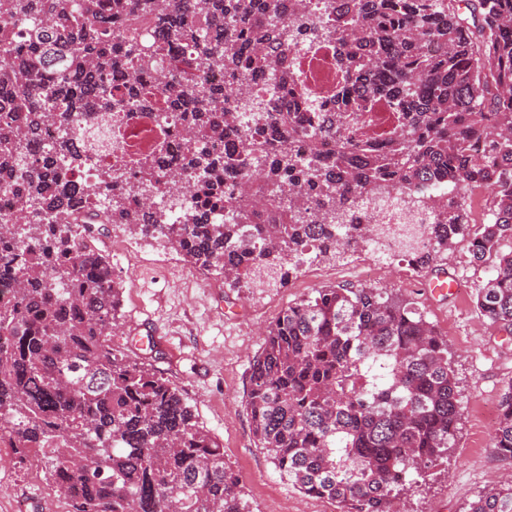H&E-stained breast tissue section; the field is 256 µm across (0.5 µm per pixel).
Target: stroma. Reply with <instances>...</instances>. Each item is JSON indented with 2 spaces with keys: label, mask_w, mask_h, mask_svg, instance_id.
Listing matches in <instances>:
<instances>
[{
  "label": "stroma",
  "mask_w": 512,
  "mask_h": 512,
  "mask_svg": "<svg viewBox=\"0 0 512 512\" xmlns=\"http://www.w3.org/2000/svg\"><path fill=\"white\" fill-rule=\"evenodd\" d=\"M91 244L110 255L122 293L115 343L183 392L201 425L223 444L253 512H337L334 502L303 496L280 479L253 442L244 406L250 361L264 342L265 328L289 304L327 286L368 285L402 295L448 340L461 391L457 443L447 461L404 496L402 512H465L485 488L512 477V464L492 453L494 422L485 415L512 379V335L492 326L476 308L475 290L490 271L473 260L466 244L427 269L386 264L370 281L360 271L372 254L360 249L343 263L304 265L280 287L250 289L228 287L222 276L187 266L162 243L114 224L105 225ZM441 275L458 283L456 294L426 293L425 283ZM21 502L28 512L67 510L44 479L40 462L15 465L10 448L0 447V512H14Z\"/></svg>",
  "instance_id": "1"
}]
</instances>
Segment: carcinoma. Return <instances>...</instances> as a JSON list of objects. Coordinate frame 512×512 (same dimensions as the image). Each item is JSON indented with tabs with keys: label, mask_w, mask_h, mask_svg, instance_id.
Instances as JSON below:
<instances>
[{
	"label": "carcinoma",
	"mask_w": 512,
	"mask_h": 512,
	"mask_svg": "<svg viewBox=\"0 0 512 512\" xmlns=\"http://www.w3.org/2000/svg\"><path fill=\"white\" fill-rule=\"evenodd\" d=\"M288 3V37L281 8ZM301 0H0V434L17 464L35 457L68 512H251L224 448L185 396L152 365L112 343L120 288L112 262L61 223L98 211L158 239L232 288L282 284L309 258L336 262L362 245L401 256L362 202L373 188L438 185L421 225L427 268L466 242L492 275L476 307L512 334V0H333L332 24L303 25ZM124 17L117 31L113 17ZM193 53L162 68L165 47ZM334 49L336 111L296 100L231 115L250 79L297 83L295 41ZM224 70L223 84L208 73ZM125 76L112 87V75ZM153 73L202 145L157 178L162 157L128 174L100 173L101 191L58 188L82 159L67 132L88 112L146 114ZM254 160L241 194L224 197ZM487 191L489 218L471 223L462 191ZM224 202V218L187 202ZM180 205L171 220L152 207ZM245 407L255 446L301 494L339 512H400L416 478L455 447L459 382L448 343L406 299L334 286L289 305L250 361ZM492 453L512 461V381L503 388ZM467 512H512V481Z\"/></svg>",
	"instance_id": "1"
}]
</instances>
